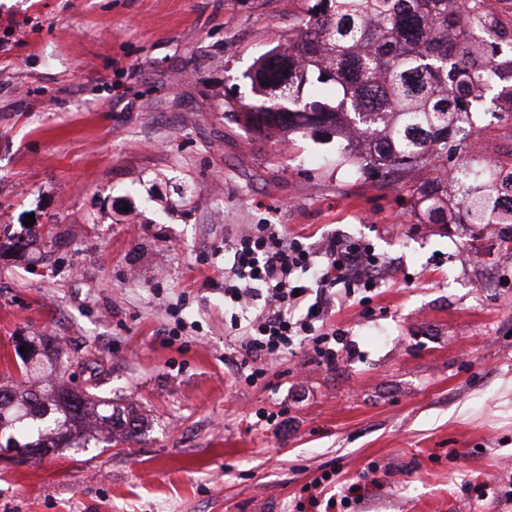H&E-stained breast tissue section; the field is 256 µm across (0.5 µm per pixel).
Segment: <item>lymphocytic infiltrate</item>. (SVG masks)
<instances>
[{
  "label": "lymphocytic infiltrate",
  "mask_w": 512,
  "mask_h": 512,
  "mask_svg": "<svg viewBox=\"0 0 512 512\" xmlns=\"http://www.w3.org/2000/svg\"><path fill=\"white\" fill-rule=\"evenodd\" d=\"M384 259L363 238L314 244L280 224H249L224 240L228 330L241 335L237 372L256 383L265 366L307 345L319 364H338L345 332L328 326L333 308L380 288Z\"/></svg>",
  "instance_id": "obj_1"
}]
</instances>
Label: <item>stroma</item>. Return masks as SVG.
Returning <instances> with one entry per match:
<instances>
[{
	"label": "stroma",
	"mask_w": 512,
	"mask_h": 512,
	"mask_svg": "<svg viewBox=\"0 0 512 512\" xmlns=\"http://www.w3.org/2000/svg\"><path fill=\"white\" fill-rule=\"evenodd\" d=\"M312 0H0V388L22 336L58 339L65 379L145 426L112 448L0 462V512H300L336 471L356 512H512V253L460 265L467 224H425L409 186L336 166V138L272 140L226 119L243 74ZM478 158L512 163V115ZM34 215L26 226V215ZM281 224L372 242L369 306L248 385L224 364L225 237ZM276 412L269 425L257 412Z\"/></svg>",
	"instance_id": "1"
}]
</instances>
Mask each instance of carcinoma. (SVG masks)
<instances>
[{
    "label": "carcinoma",
    "instance_id": "cac0c4a2",
    "mask_svg": "<svg viewBox=\"0 0 512 512\" xmlns=\"http://www.w3.org/2000/svg\"><path fill=\"white\" fill-rule=\"evenodd\" d=\"M293 37L243 74L256 103L226 118L270 138L294 130L336 135V157L353 176L438 173L413 188L432 224L448 223V162L460 199L459 224H512V165L461 157L488 112H512V28L484 0H315ZM331 83L336 96L315 97ZM40 361L18 354L24 375L48 376L42 390H0V424L24 448H86L88 419L112 421L92 441L110 447L135 437L143 417L110 414L97 400L51 380L59 370L51 340H26Z\"/></svg>",
    "mask_w": 512,
    "mask_h": 512
}]
</instances>
